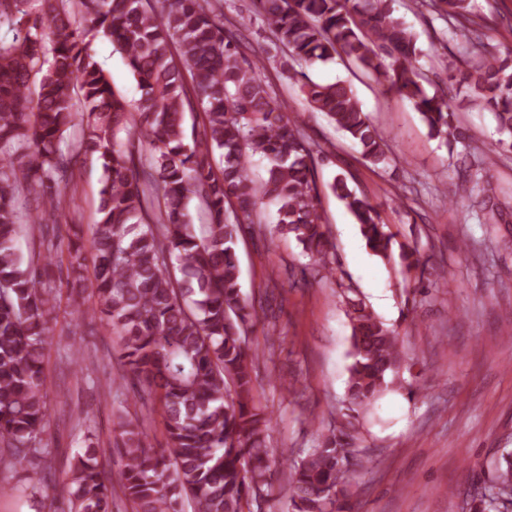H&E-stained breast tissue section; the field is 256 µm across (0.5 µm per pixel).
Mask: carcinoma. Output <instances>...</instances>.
<instances>
[{
    "instance_id": "obj_1",
    "label": "carcinoma",
    "mask_w": 512,
    "mask_h": 512,
    "mask_svg": "<svg viewBox=\"0 0 512 512\" xmlns=\"http://www.w3.org/2000/svg\"><path fill=\"white\" fill-rule=\"evenodd\" d=\"M275 43L294 62L339 58L381 78L419 112L431 137L465 139L451 100L430 94L419 66L417 33L393 17V0H254ZM448 18L474 60L451 80L492 112L512 148V50H489L471 0H419ZM0 466L18 470L39 451L47 426L44 362L49 320L59 299L37 273L62 245L38 258L16 246L22 224H41L73 200V166L94 155L101 167L98 220L89 244L80 225L68 243L73 285L91 293L77 312L118 339L121 378L154 397L167 447L139 422L119 419L120 469H104L98 449L77 454L62 488L40 495L39 512H112L119 485L136 512H245L276 489L270 474L271 419L253 368L260 353L247 336L264 311L242 293L236 244L276 207V232L335 274L319 208L310 141L290 120L248 59L224 0H0ZM100 36L124 54L139 90L132 103L112 87L94 57ZM311 109L354 141L370 163L389 162L388 133L364 112L350 83L320 84L293 71ZM198 106L200 127L186 111ZM268 160L250 178L252 158ZM331 190L359 226L366 247L401 273L425 277L429 259L400 243L365 195L340 177ZM209 219L197 235L190 209ZM484 223L504 220L486 193ZM93 268H88L87 255ZM351 325L350 415L304 457L290 460L293 512H348L346 483L361 466L358 417L398 384L404 351L398 332L340 288ZM470 512H512V454L491 466ZM67 508L59 506L60 501Z\"/></svg>"
}]
</instances>
